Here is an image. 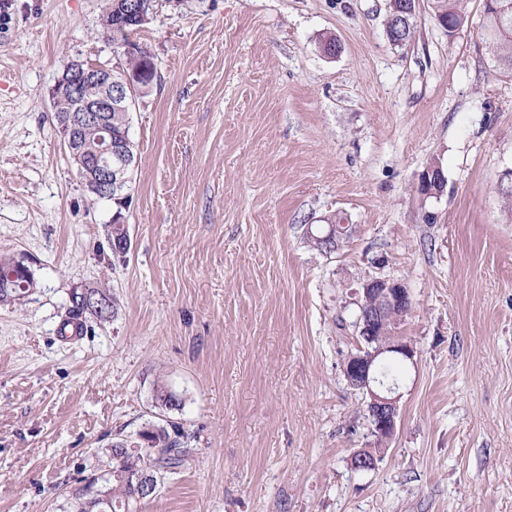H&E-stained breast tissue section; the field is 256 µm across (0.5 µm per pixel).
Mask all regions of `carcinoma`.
Segmentation results:
<instances>
[{
  "instance_id": "1",
  "label": "carcinoma",
  "mask_w": 512,
  "mask_h": 512,
  "mask_svg": "<svg viewBox=\"0 0 512 512\" xmlns=\"http://www.w3.org/2000/svg\"><path fill=\"white\" fill-rule=\"evenodd\" d=\"M465 0H433V13L437 20L449 18L453 24L465 27L468 16ZM498 10H484L486 18V38L488 54L497 67L512 75V0H494ZM113 52L124 58V65L113 71L112 84L125 82L123 74L130 70L152 64L145 62L149 50L145 46L137 47V53L131 55L124 51V46L117 39L112 40ZM112 141L126 145L129 152H134V145L129 136V113H112ZM128 249V232L123 224L112 225V253L122 257ZM99 293V289H87L72 294L71 306L67 310L68 324L71 318L92 316L99 321H106L117 313V299L111 297L112 305L108 312H98L85 305V298ZM189 434L180 423L166 421L162 425H153L151 429L139 434L131 442L118 438L107 449L110 458L109 469L102 475L85 480V484L76 489L72 496L71 507L74 512H136L149 503L153 496L138 499L135 491V474L146 470L159 482L164 473H174L181 469L192 457L194 449L189 447Z\"/></svg>"
}]
</instances>
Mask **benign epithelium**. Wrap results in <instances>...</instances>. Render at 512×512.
<instances>
[{
	"label": "benign epithelium",
	"instance_id": "benign-epithelium-1",
	"mask_svg": "<svg viewBox=\"0 0 512 512\" xmlns=\"http://www.w3.org/2000/svg\"><path fill=\"white\" fill-rule=\"evenodd\" d=\"M94 82L96 91L86 95L82 88ZM73 84L75 92L63 97L50 89L49 97L55 112L58 130L64 148L77 166L84 184L99 193V198H111V191L121 190L129 180L132 160L121 156L112 142V113L128 112L141 92L126 93L112 87V70L101 65L85 64L83 60L68 62L57 83ZM91 124L101 131L94 143H87L78 136L76 128ZM440 165L425 169L419 185L426 196H437L439 192L431 186L438 177ZM362 313L356 323L358 335L365 345H357V352L347 356L343 367L348 384L358 391L365 403V412L370 431L375 441L384 442L393 438L398 420V387L385 385L379 377V366L385 361L398 358L405 363H414L415 350L411 342L396 335L393 327L407 316L412 297L401 282L376 276L362 286L358 300ZM378 456L370 450H361L351 459L356 470L375 467Z\"/></svg>",
	"mask_w": 512,
	"mask_h": 512
}]
</instances>
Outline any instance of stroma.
Wrapping results in <instances>:
<instances>
[{
    "label": "stroma",
    "mask_w": 512,
    "mask_h": 512,
    "mask_svg": "<svg viewBox=\"0 0 512 512\" xmlns=\"http://www.w3.org/2000/svg\"><path fill=\"white\" fill-rule=\"evenodd\" d=\"M1 10L0 256L37 286L0 305V512H65L114 438L168 420L195 457L143 512H512V78L483 0L453 38L416 0L402 46L388 0H154L123 210L84 187L48 99L70 60L121 66L101 0ZM434 162L437 198L418 190ZM336 220L356 228L336 252L305 242ZM372 275L410 290L415 363L360 472L374 439L343 362ZM101 286L116 315L59 336ZM104 293L108 294V296L111 298L112 300V305L110 307V310L108 312H97L96 310H94L92 307L89 308L85 305V297H89L90 295L92 294H97L99 293L101 290H99L98 288H92V289H87L86 291H83L81 293H74L72 295V299H71V306L68 308L67 310V315H66V319L63 321V324H62V328H61V333L64 334L63 332V328L66 327V325L68 324L69 320L71 318H75V317H78L80 319V328H79V332L81 335L83 333V330H84V326H85V323H83V317L86 319L87 318V315H89L90 317L92 316L93 318H96L97 320H99L100 322L101 321H106L108 320L111 315L112 317L115 316V314L117 313V299L116 297L114 296H111L110 293L108 292L107 293V290L106 289H102ZM108 313V315H107Z\"/></svg>",
    "instance_id": "stroma-1"
}]
</instances>
